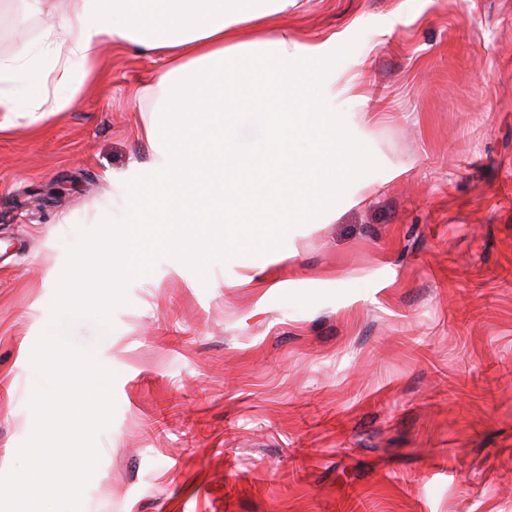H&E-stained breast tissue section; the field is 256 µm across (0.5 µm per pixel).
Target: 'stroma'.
I'll use <instances>...</instances> for the list:
<instances>
[{"instance_id":"1","label":"stroma","mask_w":512,"mask_h":512,"mask_svg":"<svg viewBox=\"0 0 512 512\" xmlns=\"http://www.w3.org/2000/svg\"><path fill=\"white\" fill-rule=\"evenodd\" d=\"M14 8L0 57L40 45L41 14ZM290 19L350 42L368 197L244 265L158 252L112 332L75 324L117 404L80 512H512V0H301ZM100 63L66 112H0V475L34 428L49 274L153 160L133 91L161 56L109 41Z\"/></svg>"}]
</instances>
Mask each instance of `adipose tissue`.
<instances>
[{
    "instance_id": "ef3b65f1",
    "label": "adipose tissue",
    "mask_w": 512,
    "mask_h": 512,
    "mask_svg": "<svg viewBox=\"0 0 512 512\" xmlns=\"http://www.w3.org/2000/svg\"><path fill=\"white\" fill-rule=\"evenodd\" d=\"M41 49L0 59V112L39 121L66 111L99 76L101 47L163 51L149 98L154 158L117 185V277H148L155 252L200 239L230 252L268 241L273 226L314 224L353 200L373 159L336 106L340 33L288 32L297 0H41ZM257 28L241 41V27ZM263 135L243 144L242 123Z\"/></svg>"
}]
</instances>
